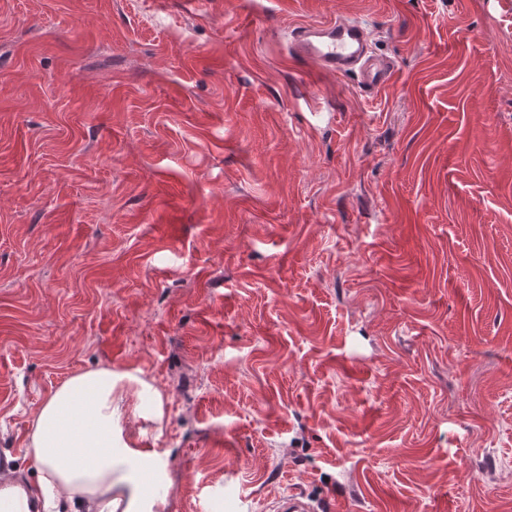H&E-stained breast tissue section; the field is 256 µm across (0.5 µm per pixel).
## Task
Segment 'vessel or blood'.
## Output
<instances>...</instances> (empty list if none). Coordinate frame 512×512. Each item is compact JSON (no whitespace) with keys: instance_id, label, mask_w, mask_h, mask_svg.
I'll use <instances>...</instances> for the list:
<instances>
[{"instance_id":"obj_1","label":"vessel or blood","mask_w":512,"mask_h":512,"mask_svg":"<svg viewBox=\"0 0 512 512\" xmlns=\"http://www.w3.org/2000/svg\"><path fill=\"white\" fill-rule=\"evenodd\" d=\"M289 51L292 56L330 74L360 72L364 86L373 89L386 86L393 71L392 64L376 62L371 56L367 31L350 19L295 26ZM266 508L268 512H316L307 495L295 490L274 496Z\"/></svg>"}]
</instances>
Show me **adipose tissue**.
Listing matches in <instances>:
<instances>
[{"label": "adipose tissue", "mask_w": 512, "mask_h": 512, "mask_svg": "<svg viewBox=\"0 0 512 512\" xmlns=\"http://www.w3.org/2000/svg\"><path fill=\"white\" fill-rule=\"evenodd\" d=\"M134 373L107 367L69 377L31 421L28 453L39 465L37 486L0 475V512H166L163 456L140 447L126 420L164 416L161 394Z\"/></svg>", "instance_id": "ef3b65f1"}]
</instances>
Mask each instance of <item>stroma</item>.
<instances>
[{"instance_id":"1","label":"stroma","mask_w":512,"mask_h":512,"mask_svg":"<svg viewBox=\"0 0 512 512\" xmlns=\"http://www.w3.org/2000/svg\"><path fill=\"white\" fill-rule=\"evenodd\" d=\"M103 366L167 512H512V0H0V468ZM289 51L324 72L344 76L358 69L364 86L384 87L390 81L393 65L378 63L370 52L369 35L350 19L305 23L291 30ZM270 512H316L318 510L334 511L335 504L327 501L321 509L315 507L308 496L301 491L289 490L288 493L274 496L266 505Z\"/></svg>"}]
</instances>
